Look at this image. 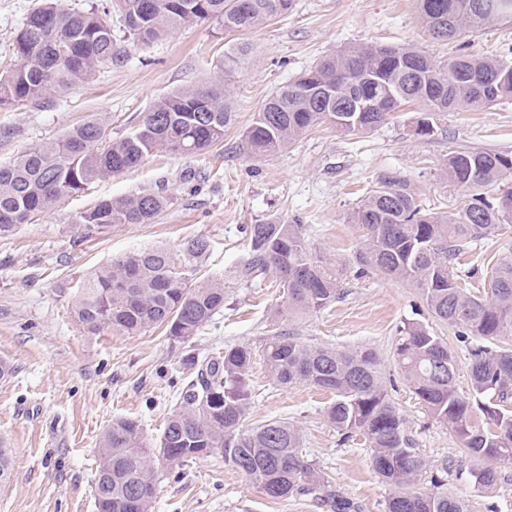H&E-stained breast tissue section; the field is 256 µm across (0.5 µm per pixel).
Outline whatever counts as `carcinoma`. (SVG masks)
I'll use <instances>...</instances> for the list:
<instances>
[{
  "label": "carcinoma",
  "instance_id": "1",
  "mask_svg": "<svg viewBox=\"0 0 512 512\" xmlns=\"http://www.w3.org/2000/svg\"><path fill=\"white\" fill-rule=\"evenodd\" d=\"M132 43L147 45L186 23L218 19L224 33L242 32L288 13L294 0H115ZM417 11L436 38L512 19V0H417ZM16 64L0 72V108L35 105L50 91L65 92L97 71L121 62L110 11H75L63 0H39L16 36ZM242 42H226L224 74L241 70L249 55ZM512 95V64L460 55L440 62L411 47L352 46L325 57L270 96L244 132L252 157L279 152L314 125L329 122L348 136L383 124L404 102L426 106L418 133L433 132V115L460 104L480 109ZM234 112L222 85L185 88L153 104L133 131L115 141L89 121L56 140L24 151L0 165V237L89 184L140 165L155 150L175 155L200 152L224 141ZM448 179L472 191L453 213L430 212L397 180H380L353 211L366 230L361 264L416 288L430 314L458 335L469 336L471 389L456 388L458 363L438 332L409 322L396 348L404 379L429 414L451 429L472 462L512 461V262L491 272L482 294L462 286L454 266L471 243L503 228L512 210L494 205L483 191L512 175V154L452 150ZM170 197L161 191L97 202L77 223L153 224ZM252 257L244 275L272 272L283 288L279 316L325 310L343 295L340 281L311 255L303 225L267 221L247 228ZM210 244L195 239L178 258L163 248L112 258L80 285L77 322L87 332L134 334L155 325L185 343L224 306V287L195 278L193 262ZM265 365L284 388L299 384L331 391L328 419L347 441L361 435L373 467L397 488L388 512H467L445 488L448 463L431 477L432 488L414 490L428 463L405 416L386 388L376 352L307 344L275 332L265 338ZM253 350L227 345L224 355L203 364L191 355L196 379L180 393L161 437L149 445L133 419H116L103 432L95 479L96 512H145L156 494L155 461L187 462L219 453L273 499L311 495L332 512L352 505L332 490L301 452L291 423L269 420L246 427L251 399L248 371ZM480 400L485 421L473 417Z\"/></svg>",
  "mask_w": 512,
  "mask_h": 512
}]
</instances>
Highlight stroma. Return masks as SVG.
Returning <instances> with one entry per match:
<instances>
[{"label": "stroma", "mask_w": 512, "mask_h": 512, "mask_svg": "<svg viewBox=\"0 0 512 512\" xmlns=\"http://www.w3.org/2000/svg\"><path fill=\"white\" fill-rule=\"evenodd\" d=\"M34 4L0 0V71L12 66V43ZM112 30L127 52L124 62L36 105L0 109V164L93 119L103 121L106 138L125 137L160 98L221 81L231 90L234 121L220 144L188 156L155 151L138 167L89 185L0 238V360L13 368L0 378V438L8 443L13 465L10 483L0 486V512H95L98 448L107 426L117 418L135 419L147 442L156 443L192 376L185 355L203 360L228 345H247L255 353L249 423H292L305 458L354 503L355 512H388L395 489L375 473L364 437L343 441L329 422L331 394L273 381L261 355L273 330L311 344L375 350L389 394L421 453L430 466L447 465L449 493L465 500L470 512H512V463L498 465L491 489L478 487L450 428L415 398L394 360L406 323L435 328L456 355V387L465 393L467 343L437 324L415 288L360 270L364 231L351 218L384 175L403 181L425 208L456 212L469 192L449 183L444 160L454 149L511 153L512 96L481 109L462 105L435 115L434 131L425 136L417 132L423 108L409 104L358 136L316 124L260 159L247 156L243 140L265 101L325 56L373 44L411 46L438 61L463 53L512 61V21L437 40L414 0H294L288 14L240 33L252 53L230 77L222 69L226 36L216 20L180 26L144 46L132 45L120 23ZM145 189L170 197L156 223L97 229L77 221L102 199ZM271 219L302 225L313 255L341 271V300L274 320L282 292L272 276L243 274L250 259L246 229ZM197 238L208 240L210 250L195 261V277L223 284L224 307L192 340L179 342L161 328L132 336L92 335L77 323V288L112 257L152 247L179 257ZM507 260L512 223L500 235L470 245L455 272L479 289ZM157 471L151 512H331L308 497H267L218 454L163 462Z\"/></svg>", "instance_id": "stroma-1"}]
</instances>
